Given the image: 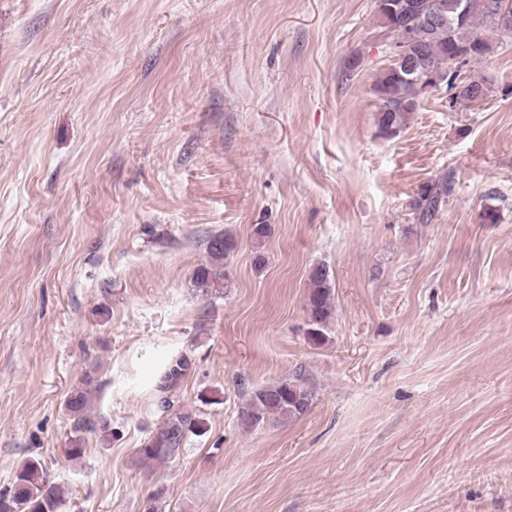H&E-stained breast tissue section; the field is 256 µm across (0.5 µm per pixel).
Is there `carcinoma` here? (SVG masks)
<instances>
[{"mask_svg": "<svg viewBox=\"0 0 512 512\" xmlns=\"http://www.w3.org/2000/svg\"><path fill=\"white\" fill-rule=\"evenodd\" d=\"M418 11L392 15L379 10L384 40L405 44L406 68L384 67L377 76L373 90L380 99L377 125L381 134L394 136L407 124L422 95L418 80L446 74L444 83L452 90L450 106L473 103L488 98L494 92L488 79L470 77L454 83L456 72L470 63L482 61L492 50L494 34L512 35L492 11V0H417ZM433 8L445 15V22L425 31L414 42H406V32L419 21L420 13ZM468 53L473 59L451 66V54ZM451 192V182L445 180L429 185L414 202V209L422 221L432 219L440 197ZM235 237L224 231L212 234L206 240L209 264L194 272V283L208 288L223 276L224 262L234 253ZM307 306L312 328L310 339L320 344L324 341L323 328L332 317L333 289L329 270L324 265L313 268ZM190 360L181 355L167 362L157 383L160 394L159 407L164 413L159 426L146 438L136 455L143 462L167 464L176 459L189 436L204 433L205 422L193 409L175 408L172 392L187 374ZM93 378L85 374L83 386L73 389L65 401V408L72 420V436L68 438L66 454L71 459L83 456V434L109 433V424L90 405V386ZM312 393L303 385L282 379L272 385L255 389L241 411V419L248 426H256L270 417L299 419L310 409ZM64 503L63 488L53 482L42 462L30 457L16 471L11 487L0 490V512H61Z\"/></svg>", "mask_w": 512, "mask_h": 512, "instance_id": "carcinoma-1", "label": "carcinoma"}]
</instances>
